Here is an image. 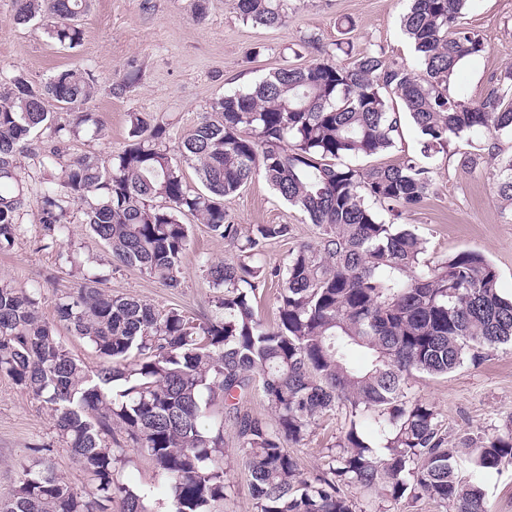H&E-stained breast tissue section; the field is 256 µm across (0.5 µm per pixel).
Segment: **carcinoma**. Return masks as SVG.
<instances>
[{
	"mask_svg": "<svg viewBox=\"0 0 512 512\" xmlns=\"http://www.w3.org/2000/svg\"><path fill=\"white\" fill-rule=\"evenodd\" d=\"M470 0H411L401 21L416 62L367 51L339 63L325 52L304 66L284 65L247 90L224 94L172 157L169 124L128 113V141L104 163L84 156L59 164L84 128L102 133L91 103L95 79L64 69L36 87L22 74L0 76V250L10 249L27 215L16 156L35 133L51 142L46 164L60 171L40 188L35 223L43 247L63 245L68 216L112 253L172 289L181 287L190 215L234 249L230 260L199 258L209 286L224 296L201 320L159 310L98 287L92 276L61 293L58 321L100 359L92 370L57 336L35 293L0 284V374L51 411L60 442L86 477L75 487L35 461L0 490V512H219L231 491L224 459L222 400L250 477L256 512H357L349 489L388 503L427 498L454 512H487L485 480L512 461V426L465 432L451 443L436 408L408 392L409 377L452 373L485 351L512 343V298L496 269L463 250L425 258L426 240L380 218L419 207L433 181L429 160L448 142L512 131V66L491 93L465 100L451 92L463 60L486 52L463 22ZM21 23L43 22L45 35L79 47L87 0H13ZM243 20L281 26L288 0H236ZM131 60L105 79L121 94L139 79ZM53 100L72 121L54 120ZM421 136V155L360 168L351 160L397 147L402 124ZM203 190L188 188L183 165ZM262 176L316 229L283 267H268V245L287 224L244 229L224 198ZM498 194L512 208V155L498 159ZM278 282L274 322L255 308L260 289ZM361 354L364 362L355 360ZM260 393L273 421L240 409ZM345 412L348 426L327 449L321 471L301 477L288 446L300 445L320 418ZM148 457L157 484L128 482L127 448Z\"/></svg>",
	"mask_w": 512,
	"mask_h": 512,
	"instance_id": "1",
	"label": "carcinoma"
}]
</instances>
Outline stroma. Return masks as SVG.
Instances as JSON below:
<instances>
[{
	"instance_id": "1",
	"label": "stroma",
	"mask_w": 512,
	"mask_h": 512,
	"mask_svg": "<svg viewBox=\"0 0 512 512\" xmlns=\"http://www.w3.org/2000/svg\"><path fill=\"white\" fill-rule=\"evenodd\" d=\"M193 0H92L80 24V47L67 49L49 40L37 24L14 19L12 0H0V71L20 72L32 84L46 81L55 71L81 67L105 78L127 61H136L139 81L123 94L101 86L93 103L102 134L81 131L67 157L84 154L110 160L128 139L127 115L142 112L171 124L170 149H177L213 103L224 93L250 88L257 79L285 64L308 63L318 50H334L338 41L350 44L352 54L383 49L392 59L414 62L415 52L400 30L406 0H290L286 24L256 27L243 22L234 0H209L202 20H194ZM465 20L487 45L485 54L463 61L456 94L465 99L485 97L495 78L512 66V0H473ZM260 56H250L255 46ZM45 135H37L19 156V176L26 188L29 211L40 205L38 189L45 175L41 155ZM468 145L448 144L432 164L435 190L416 209L404 212L401 223L427 239L428 259L460 250L481 253L496 269L499 287L512 295V212L505 210L492 176L494 155L512 154V132L490 137L476 164H464ZM225 208L234 223L287 224L290 238L268 246V266H282L297 242L312 240L315 229L299 210L281 200L263 179L255 178ZM231 248L213 236L206 225L193 224L190 248L183 260L182 284L167 288L136 268H113L112 258L79 221L68 226L61 250L41 245L38 225L24 222L13 248L0 253V283L37 290L40 312L56 321V298L76 287L90 272L102 274L112 294L131 296L157 309H180L201 319L215 310L216 292L199 268V257L221 262ZM413 397L433 404L449 435L461 430L497 432L512 422V346L490 350L478 365L432 377L414 374ZM344 428L343 415L326 416L310 436L295 447L302 476L315 475L327 448ZM232 424L224 426L229 456L228 476L234 488L224 512H254L249 476L237 452ZM52 466L73 485L83 486L78 464L62 448L48 408L8 377L0 376V489L14 485L22 466L34 460Z\"/></svg>"
}]
</instances>
